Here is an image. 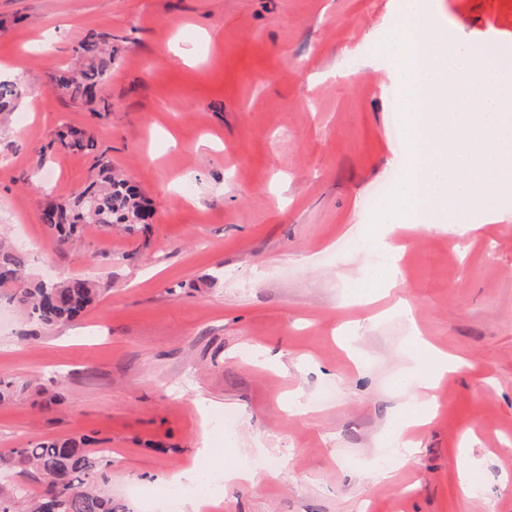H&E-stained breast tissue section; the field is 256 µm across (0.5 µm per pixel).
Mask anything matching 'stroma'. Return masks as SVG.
Masks as SVG:
<instances>
[{
  "label": "stroma",
  "instance_id": "obj_1",
  "mask_svg": "<svg viewBox=\"0 0 512 512\" xmlns=\"http://www.w3.org/2000/svg\"><path fill=\"white\" fill-rule=\"evenodd\" d=\"M403 0H0V235L31 276H82L79 323L0 324V452L88 437L104 489L197 468L200 446L251 482H216L222 512H512V214L401 232L395 281L348 229L400 169L382 37ZM447 45L512 68V0H441ZM107 33L108 111L53 92L55 66ZM90 130L150 199L147 231L86 225L78 251L39 215L96 173L50 141ZM350 250H343L345 241ZM465 361L432 374L417 338ZM232 415L226 437L201 420ZM412 436L407 464L370 459Z\"/></svg>",
  "mask_w": 512,
  "mask_h": 512
}]
</instances>
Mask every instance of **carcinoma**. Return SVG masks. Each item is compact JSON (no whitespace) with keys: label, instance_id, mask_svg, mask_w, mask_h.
Returning a JSON list of instances; mask_svg holds the SVG:
<instances>
[{"label":"carcinoma","instance_id":"obj_1","mask_svg":"<svg viewBox=\"0 0 512 512\" xmlns=\"http://www.w3.org/2000/svg\"><path fill=\"white\" fill-rule=\"evenodd\" d=\"M75 52L83 59V69L56 70L49 74V84L56 93L96 112L97 91L109 77L117 49L112 38L89 33ZM20 95L17 82L0 80V113L13 111ZM52 142L72 152L97 149L92 133L69 126L58 130ZM97 166V176L74 197L50 203L41 212V222L57 232L61 246L76 241L86 224L109 228L119 224L128 231L148 228L153 209L139 189L103 158L97 159ZM27 265V252L0 242V297L38 328L77 320L100 296L97 283L82 277L29 280L19 287ZM109 463L104 450L89 447L84 438L34 441L7 456L0 454V470L29 466L45 485L40 497L31 496L24 485L0 488V512H126L124 504L113 501L100 487L99 477Z\"/></svg>","mask_w":512,"mask_h":512}]
</instances>
